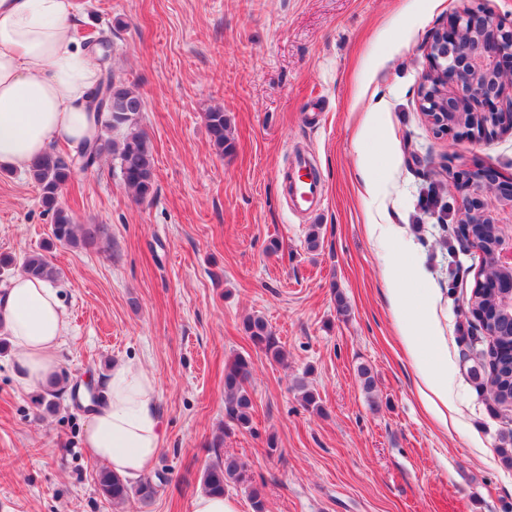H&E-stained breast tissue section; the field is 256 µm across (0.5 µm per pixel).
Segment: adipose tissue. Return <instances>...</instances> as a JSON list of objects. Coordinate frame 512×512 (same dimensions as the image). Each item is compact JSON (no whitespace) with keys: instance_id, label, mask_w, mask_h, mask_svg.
I'll return each mask as SVG.
<instances>
[{"instance_id":"adipose-tissue-1","label":"adipose tissue","mask_w":512,"mask_h":512,"mask_svg":"<svg viewBox=\"0 0 512 512\" xmlns=\"http://www.w3.org/2000/svg\"><path fill=\"white\" fill-rule=\"evenodd\" d=\"M79 22L71 0H0V167L26 171L50 145L76 154L96 136L89 101L98 71L73 36ZM384 280L426 397L433 404L447 402L448 359L435 349L432 326L414 331L404 316V288L392 273ZM0 321L14 347L19 378L30 386L46 384L68 333L58 289L16 276L0 293ZM155 394L156 381L142 367L113 365L86 421L83 446L89 457L123 477L148 471L164 436Z\"/></svg>"}]
</instances>
